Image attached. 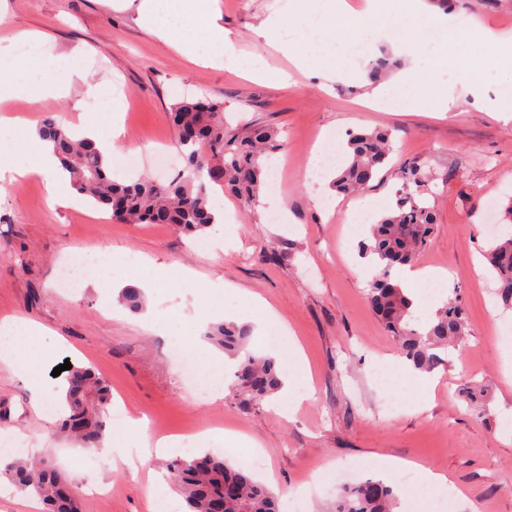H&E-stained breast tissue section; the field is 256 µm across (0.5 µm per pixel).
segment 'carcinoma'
Segmentation results:
<instances>
[{"instance_id":"carcinoma-1","label":"carcinoma","mask_w":512,"mask_h":512,"mask_svg":"<svg viewBox=\"0 0 512 512\" xmlns=\"http://www.w3.org/2000/svg\"><path fill=\"white\" fill-rule=\"evenodd\" d=\"M398 65L384 55L370 64L368 76L376 80ZM170 118L180 133L185 175L167 185L143 178H112L109 162L95 143L76 137L52 115L42 119L37 132L41 139L53 143L74 189L111 211L112 218L129 224H173L198 235L215 222L211 187L229 188L247 206L255 203L266 183L263 160L279 149V131L252 124L239 134L224 123L221 102L185 100L176 104ZM390 151V134L385 130L350 133L332 187L339 194L367 187L386 164ZM400 179L395 204L371 224L370 244L364 247L378 270L368 301L401 353L416 369L429 371L439 362L435 349L465 335L467 323L464 309L455 299L448 300L429 319L417 316L401 283L391 277L394 268L416 260L435 224L427 200L412 190L433 181L426 162L408 161ZM486 258L496 294L503 307L512 310V236L494 239ZM205 338L238 358L234 386L244 407L257 406L279 390L280 370L275 359L248 350V326L212 325ZM66 383L69 414L62 420L63 432L84 448L100 447L110 403L107 385L92 369L82 366L72 367ZM460 397L471 408L486 405V392L478 384L463 385ZM167 470L172 484L185 497L189 512H215L219 502L224 512H278L272 492L223 457L205 453L176 458ZM0 476L17 490L40 499L47 512H81L76 487L44 459L16 457L0 469ZM395 500L390 484L367 479L341 491L335 512H393Z\"/></svg>"}]
</instances>
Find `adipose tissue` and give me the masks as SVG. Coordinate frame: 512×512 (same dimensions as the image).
Masks as SVG:
<instances>
[{"instance_id":"adipose-tissue-1","label":"adipose tissue","mask_w":512,"mask_h":512,"mask_svg":"<svg viewBox=\"0 0 512 512\" xmlns=\"http://www.w3.org/2000/svg\"><path fill=\"white\" fill-rule=\"evenodd\" d=\"M217 0H141L138 7L142 27L168 42L190 61L200 62L201 49L228 52L231 39L218 22ZM35 55H17L0 59V100L12 97L16 90L31 87L34 97L60 96L68 89L73 77L81 76L73 59L58 60L53 73L36 85H29L31 73L38 67ZM82 133L93 139L104 151H111L115 139L123 133L119 111L90 112L80 125ZM36 172L50 185V205L67 206L77 201V195L63 172L50 143L40 139L34 125L7 123L0 125V179L5 174L19 175ZM259 321L272 328V335L263 336L260 346L264 351L287 349L295 369L284 378L282 393L289 408H296L309 399L312 390L306 385L307 367L301 348L286 327L278 320L270 305L251 298ZM44 329L19 318L0 320V362L22 374H29L33 362L46 352Z\"/></svg>"}]
</instances>
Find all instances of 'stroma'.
<instances>
[{
  "instance_id": "1",
  "label": "stroma",
  "mask_w": 512,
  "mask_h": 512,
  "mask_svg": "<svg viewBox=\"0 0 512 512\" xmlns=\"http://www.w3.org/2000/svg\"><path fill=\"white\" fill-rule=\"evenodd\" d=\"M291 0H218L220 22L229 31L234 63L194 64L138 23V4L111 0H0V53L26 50L22 32L38 31L42 63L81 51L84 79H73L68 95L38 100L20 95L0 103V117L41 121L52 114L79 122L74 105L95 112L112 99L84 96L86 84L121 88L125 133L114 144L116 162L156 149L175 151L178 132L170 119L183 99L209 98L224 105L231 127L260 123L280 133L281 149L269 164L275 184L266 194L281 199L285 223L272 224L263 209L246 207L232 193L215 207L229 222L208 229L222 246L202 251L196 240L169 224H124L94 204L50 208L48 186L38 175L6 186L0 196V319L15 316L46 329L53 345L23 378L0 364V407L11 418L4 430L27 454L47 456L61 466L82 498V512H151L149 491L164 479L166 457L150 456L136 467L116 466L110 448H76L59 434L63 363L87 366L121 398L128 415L146 416L150 434L188 436L185 455L203 444L204 432L221 429L255 441L253 475L277 496L281 512H333L339 491L321 483L332 469L353 481L380 478V458L414 462L445 474V491L426 488L420 477L389 480L397 512H446L440 498L452 493L447 512H512V310H503L489 272H476L491 238L484 232L486 207L512 194V113L490 112L500 97L489 84L481 98L455 95L449 111L420 105L387 110L372 104L374 86L364 73L387 51L370 41L360 59L348 41L316 43V56L337 54L343 69L328 81L298 70L283 49L285 32L265 22L287 14ZM461 19L495 34L512 36V0H470ZM263 65L287 73L288 83L250 77ZM338 141L348 132L391 128L390 164L363 191L339 195L332 171L309 180L306 170L327 128ZM423 158L439 179L428 197L434 233L419 254V268L446 270L449 282L425 285L424 294L459 300L469 336L440 351L430 394L397 379L380 381L381 363L403 364L397 344L370 308L368 284L359 277L367 260L361 246L376 218L389 209L401 186L400 168ZM108 251L123 285L139 289L142 309L133 311L118 294L81 282L72 292L59 286L63 263ZM195 273L199 290L184 291L166 270ZM264 299L299 339L312 373L313 394L291 416L274 398L245 410L233 388L237 361L221 370L224 397L194 395L172 356L185 336H203L213 324L253 325L244 294ZM483 385L484 411L468 409L458 396L462 381ZM47 398L33 408L31 384Z\"/></svg>"
}]
</instances>
